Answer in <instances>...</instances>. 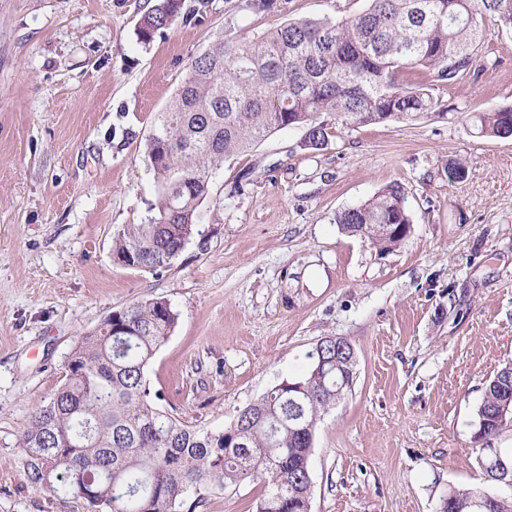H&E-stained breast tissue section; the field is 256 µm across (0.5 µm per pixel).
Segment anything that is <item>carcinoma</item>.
<instances>
[{"instance_id":"1","label":"carcinoma","mask_w":512,"mask_h":512,"mask_svg":"<svg viewBox=\"0 0 512 512\" xmlns=\"http://www.w3.org/2000/svg\"><path fill=\"white\" fill-rule=\"evenodd\" d=\"M183 0H158L140 20L144 41L169 26ZM512 29V0H368L341 21L288 20L249 44L228 35L197 57L144 146L157 184L143 224H125L113 255L133 269L171 265L193 237L213 174L224 160L277 130L301 127L304 145L329 141L328 118L344 126L413 120L432 109L429 87L404 77L426 70L452 80L476 61L489 25ZM488 137L512 136V108L476 115ZM343 232L379 250L401 239L380 224H408L404 192L388 186L336 217ZM178 314L158 300L112 312V326L82 337L67 360V381L33 409L23 447L43 479L63 470L68 488L97 512H196L207 496L259 480L256 512H310L309 458L317 420L351 390L345 352L324 340L308 352L307 372L284 379L238 411L230 426L204 430L161 410L145 370ZM512 415V363L496 372L475 410L487 439ZM481 458L487 475L512 481V449ZM441 512H512V499L451 488Z\"/></svg>"}]
</instances>
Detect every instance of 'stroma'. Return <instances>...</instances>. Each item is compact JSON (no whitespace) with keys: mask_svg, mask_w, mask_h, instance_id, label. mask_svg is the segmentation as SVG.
Instances as JSON below:
<instances>
[{"mask_svg":"<svg viewBox=\"0 0 512 512\" xmlns=\"http://www.w3.org/2000/svg\"><path fill=\"white\" fill-rule=\"evenodd\" d=\"M156 0H0V512H92L54 472L35 482L21 438L65 382L82 336L113 311L165 300L178 315L147 366L159 407L217 430L302 375L327 336L356 353L347 394L315 427L311 512H439L453 487L502 497L478 450L512 448V419L476 437L484 388L512 363V136L475 116L512 108V30L475 68L432 85L411 121L334 125L319 150L281 129L227 158L197 230L166 268L114 262L112 240L156 200L144 144L192 60L225 35L249 43L287 20H341L367 0H184L141 42ZM468 167L448 180V162ZM412 229L380 251L336 216L391 184ZM251 481L198 512H256Z\"/></svg>","mask_w":512,"mask_h":512,"instance_id":"obj_1","label":"stroma"}]
</instances>
